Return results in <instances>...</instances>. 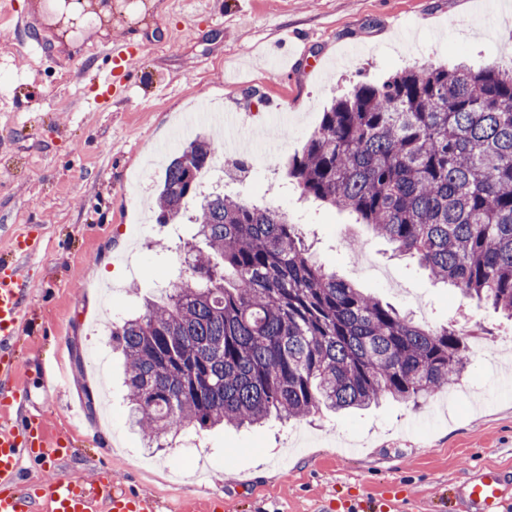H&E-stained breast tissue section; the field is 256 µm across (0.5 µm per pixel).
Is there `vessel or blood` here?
<instances>
[{
    "mask_svg": "<svg viewBox=\"0 0 512 512\" xmlns=\"http://www.w3.org/2000/svg\"><path fill=\"white\" fill-rule=\"evenodd\" d=\"M103 56L111 63L109 70H100L95 61L86 62L80 73L82 79L97 89L90 100L94 109H101L113 98L124 96L126 72L137 56V47L127 44L115 52L104 48ZM213 124L224 129V147L232 149L242 123L240 115L211 114ZM30 292V280L21 267L11 274L0 276V390L8 392L0 402V410L23 412L29 391L16 382L19 364L14 355V341L22 325ZM58 461L65 450L50 443L44 430L22 433L13 426H0V512H157L155 499L147 495L117 491L111 480L90 483L74 478H55L41 484L32 492L21 491L18 480L24 457ZM512 476L498 469L481 468L466 474L456 486L461 512H504L512 493L508 485ZM394 492L377 498L342 502L343 512H392Z\"/></svg>",
    "mask_w": 512,
    "mask_h": 512,
    "instance_id": "1",
    "label": "vessel or blood"
}]
</instances>
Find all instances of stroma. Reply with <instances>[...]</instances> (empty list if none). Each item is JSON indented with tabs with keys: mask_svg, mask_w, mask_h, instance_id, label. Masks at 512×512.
<instances>
[{
	"mask_svg": "<svg viewBox=\"0 0 512 512\" xmlns=\"http://www.w3.org/2000/svg\"><path fill=\"white\" fill-rule=\"evenodd\" d=\"M106 38L67 50L42 27L53 54L21 47L11 22L0 23V261L16 236L40 225L42 242L25 261L32 281L18 336L20 379L31 392L19 426L42 421L68 450L55 462L27 458L20 486L34 489L59 474L112 477L153 495L158 512H200L220 497L224 512H311L315 501L401 489L402 512H431L448 484L469 467L512 473V320L433 282L407 257L374 237L355 214L303 197L288 179L333 99L362 83L430 65L512 67V0H157L149 18L131 21L123 0ZM139 41L127 94L110 109L89 110L78 67L105 41ZM250 114L244 130H277L288 109V136L275 159L253 153L224 191L287 212L315 259L421 322L468 330L474 353L462 383L475 400L454 407L384 403L345 415L323 413L249 431H182L209 448L202 474L175 475L172 449L146 447L127 424L123 369L111 358L108 406L97 391L92 348L110 349L92 332L105 306L99 288L116 284L125 312L186 278L182 245L188 220L155 223L151 208L164 164L186 141L179 130L199 105ZM150 171L143 196L129 185ZM143 224L141 237L127 233ZM359 241L358 255L348 250Z\"/></svg>",
	"mask_w": 512,
	"mask_h": 512,
	"instance_id": "obj_1",
	"label": "stroma"
}]
</instances>
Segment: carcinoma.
Listing matches in <instances>:
<instances>
[{"label": "carcinoma", "instance_id": "obj_1", "mask_svg": "<svg viewBox=\"0 0 512 512\" xmlns=\"http://www.w3.org/2000/svg\"><path fill=\"white\" fill-rule=\"evenodd\" d=\"M213 151L204 136L188 143L160 189V224L200 199L191 278L112 323L130 421L148 443L416 403L457 380L470 364L460 329L420 324L337 278L276 207L185 195L190 168ZM287 175L512 319V73L439 66L360 84L323 113Z\"/></svg>", "mask_w": 512, "mask_h": 512}]
</instances>
